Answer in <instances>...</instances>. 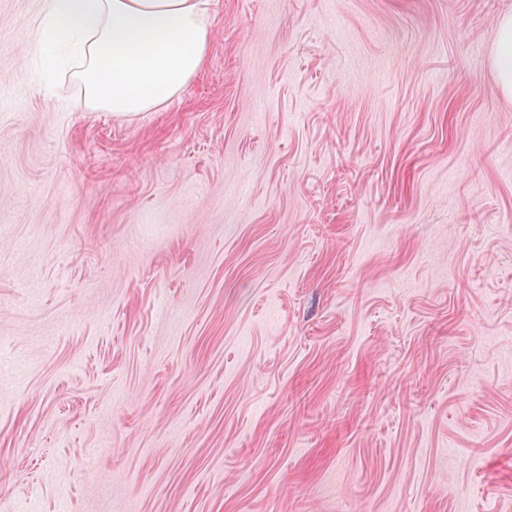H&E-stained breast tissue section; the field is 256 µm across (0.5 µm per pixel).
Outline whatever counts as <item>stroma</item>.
<instances>
[{
	"label": "stroma",
	"mask_w": 512,
	"mask_h": 512,
	"mask_svg": "<svg viewBox=\"0 0 512 512\" xmlns=\"http://www.w3.org/2000/svg\"><path fill=\"white\" fill-rule=\"evenodd\" d=\"M0 0L8 512H512V0H211L80 112ZM496 83L505 98L512 99V14L501 15L493 50Z\"/></svg>",
	"instance_id": "stroma-1"
}]
</instances>
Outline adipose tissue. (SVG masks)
<instances>
[{
	"mask_svg": "<svg viewBox=\"0 0 512 512\" xmlns=\"http://www.w3.org/2000/svg\"><path fill=\"white\" fill-rule=\"evenodd\" d=\"M45 30L83 60L80 111L134 115L178 95L208 50L206 0H45ZM496 83L512 99V14L501 15Z\"/></svg>",
	"mask_w": 512,
	"mask_h": 512,
	"instance_id": "ef3b65f1",
	"label": "adipose tissue"
}]
</instances>
